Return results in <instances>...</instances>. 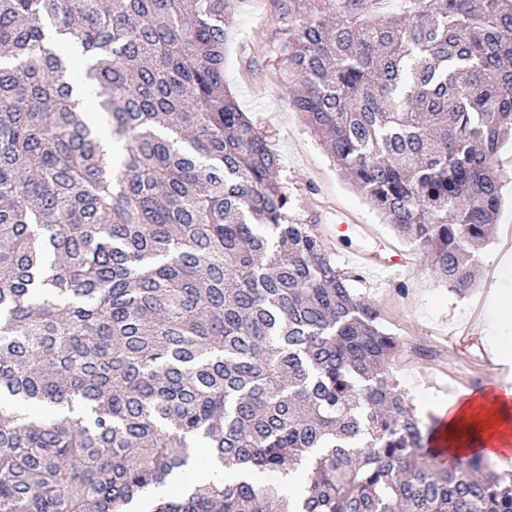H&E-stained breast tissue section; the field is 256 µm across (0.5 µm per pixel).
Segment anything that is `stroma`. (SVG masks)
<instances>
[{"label":"stroma","mask_w":512,"mask_h":512,"mask_svg":"<svg viewBox=\"0 0 512 512\" xmlns=\"http://www.w3.org/2000/svg\"><path fill=\"white\" fill-rule=\"evenodd\" d=\"M282 40L269 0H237L234 32L225 48L224 81L279 155L294 216L318 224L351 286L373 302L382 326L400 340L394 373L415 413L430 421L438 400L501 383L502 369L487 354L484 327L489 297L501 283L512 280V267L500 263L501 257H512V188L504 195L475 285L463 294L452 291L428 269L423 253L401 240L342 177L291 106L294 85L280 72ZM344 216L351 224L343 232L339 222ZM396 255L407 258V265H392ZM364 256L379 257L381 263L364 271Z\"/></svg>","instance_id":"obj_1"}]
</instances>
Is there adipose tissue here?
<instances>
[{"label":"adipose tissue","instance_id":"obj_1","mask_svg":"<svg viewBox=\"0 0 512 512\" xmlns=\"http://www.w3.org/2000/svg\"><path fill=\"white\" fill-rule=\"evenodd\" d=\"M439 441L468 454L481 452L491 459L512 448V388L475 397L457 396L440 412Z\"/></svg>","mask_w":512,"mask_h":512}]
</instances>
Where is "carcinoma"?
I'll return each instance as SVG.
<instances>
[{"label":"carcinoma","mask_w":512,"mask_h":512,"mask_svg":"<svg viewBox=\"0 0 512 512\" xmlns=\"http://www.w3.org/2000/svg\"><path fill=\"white\" fill-rule=\"evenodd\" d=\"M292 107L457 292L512 134V0H270ZM234 0H0V512H512L435 462L400 343L224 84ZM117 155L72 100L69 62ZM194 448L213 478L185 481Z\"/></svg>","instance_id":"cac0c4a2"}]
</instances>
